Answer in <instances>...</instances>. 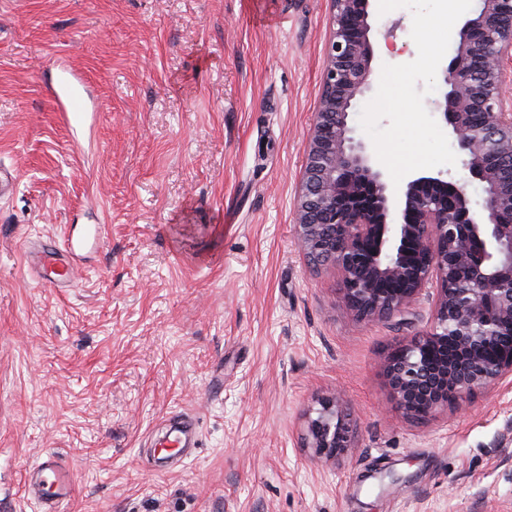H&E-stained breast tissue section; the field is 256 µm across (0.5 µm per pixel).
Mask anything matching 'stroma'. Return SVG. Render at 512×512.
<instances>
[{
  "label": "stroma",
  "mask_w": 512,
  "mask_h": 512,
  "mask_svg": "<svg viewBox=\"0 0 512 512\" xmlns=\"http://www.w3.org/2000/svg\"><path fill=\"white\" fill-rule=\"evenodd\" d=\"M368 11L377 79L417 47L410 10ZM330 18L329 0H0V512H46L23 482L49 454L76 485L53 512H512V383L407 419L382 363L432 300L358 321L298 242ZM95 224L44 287L32 258ZM325 397L355 428L331 461L306 445ZM183 413L198 446L163 461ZM72 76V71L63 66L55 74V81L50 87L57 112L72 121V127L77 132L82 130L83 116L79 112H83V105Z\"/></svg>",
  "instance_id": "obj_1"
}]
</instances>
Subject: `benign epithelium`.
Wrapping results in <instances>:
<instances>
[{"label":"benign epithelium","mask_w":512,"mask_h":512,"mask_svg":"<svg viewBox=\"0 0 512 512\" xmlns=\"http://www.w3.org/2000/svg\"><path fill=\"white\" fill-rule=\"evenodd\" d=\"M479 2L439 64L444 91L435 101L468 178L439 171L396 187L349 125L370 88L367 0H330L320 106L295 205L303 250L340 272L357 319L400 316L432 293L429 327L383 363L394 402L416 421L512 376V99L502 94L512 80V0ZM471 183L482 191L478 212ZM307 444L327 460L351 447L336 399L319 401Z\"/></svg>","instance_id":"benign-epithelium-1"}]
</instances>
